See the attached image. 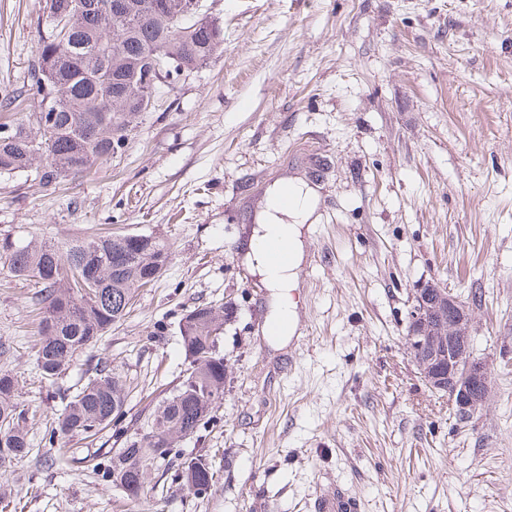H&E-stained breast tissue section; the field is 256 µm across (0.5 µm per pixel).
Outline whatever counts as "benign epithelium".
I'll list each match as a JSON object with an SVG mask.
<instances>
[{
  "label": "benign epithelium",
  "instance_id": "7a95c632",
  "mask_svg": "<svg viewBox=\"0 0 512 512\" xmlns=\"http://www.w3.org/2000/svg\"><path fill=\"white\" fill-rule=\"evenodd\" d=\"M471 330L468 302L434 281L418 285L410 300L406 345L420 377L448 396L460 423L484 410L492 388L489 362L474 354Z\"/></svg>",
  "mask_w": 512,
  "mask_h": 512
}]
</instances>
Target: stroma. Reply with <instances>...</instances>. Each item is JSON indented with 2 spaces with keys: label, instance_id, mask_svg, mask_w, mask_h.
Here are the masks:
<instances>
[{
  "label": "stroma",
  "instance_id": "obj_1",
  "mask_svg": "<svg viewBox=\"0 0 512 512\" xmlns=\"http://www.w3.org/2000/svg\"><path fill=\"white\" fill-rule=\"evenodd\" d=\"M221 53L162 85L124 149L89 176H0V233L69 240L152 233L175 256L56 384L36 367L34 282L0 268V370L21 379L32 452L0 473V512H512V0H203ZM39 0H0V97L22 87ZM313 187L291 296L297 329L263 338L269 292L242 260L276 182ZM480 297L472 332L487 407L457 424L406 346L424 281ZM224 307V401L181 441L207 493L159 463L138 502L103 484V452L150 431L186 367L179 325ZM107 361L126 412L49 445L66 388Z\"/></svg>",
  "mask_w": 512,
  "mask_h": 512
}]
</instances>
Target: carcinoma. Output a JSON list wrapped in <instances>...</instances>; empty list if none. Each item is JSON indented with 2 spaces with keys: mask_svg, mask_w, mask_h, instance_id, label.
Returning <instances> with one entry per match:
<instances>
[{
  "mask_svg": "<svg viewBox=\"0 0 512 512\" xmlns=\"http://www.w3.org/2000/svg\"><path fill=\"white\" fill-rule=\"evenodd\" d=\"M58 14L75 16L66 34L54 19L39 32L38 57L50 64V75L31 70L27 88L0 100L7 107L26 104V120L9 131L0 126V175L35 171L47 184L92 168L122 151L148 111L157 81L143 71L159 66L175 79L217 55L223 36H195L203 15H178L177 5L164 15L122 29L100 18L95 0H54ZM55 91L51 111L43 113L44 86ZM107 111L101 112L99 108ZM172 245L152 234L137 239L119 235L76 236L65 242L0 238V266L16 278L32 280L38 291L32 304L39 311L37 367L55 382L77 356L97 344L128 313L140 289L155 281V265L167 267ZM224 311L197 305L184 314L180 332L193 371L171 396L153 408L151 430L125 441L118 460H107L103 475L118 481L138 500L153 465L166 459L182 438L197 432L224 399V354L220 350ZM87 382L66 398L53 421L48 443L96 435L112 422L125 400L123 381L107 362L89 368ZM20 381L0 370V469L27 457L28 410L19 402ZM200 460L180 462L175 479L194 494L207 491L212 478L199 476Z\"/></svg>",
  "mask_w": 512,
  "mask_h": 512,
  "instance_id": "cac0c4a2",
  "label": "carcinoma"
}]
</instances>
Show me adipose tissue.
Instances as JSON below:
<instances>
[{
    "label": "adipose tissue",
    "instance_id": "1",
    "mask_svg": "<svg viewBox=\"0 0 512 512\" xmlns=\"http://www.w3.org/2000/svg\"><path fill=\"white\" fill-rule=\"evenodd\" d=\"M291 194L293 202L284 207L279 203L284 194ZM318 203V194L307 185L280 183L271 189L267 208L260 224L252 228L245 246V262L260 277L262 287L269 291L268 319L282 323V336L295 333L297 319L292 306L288 304V290L295 287L297 270L304 257V227L313 223ZM286 239L293 253L290 264L273 266L265 251L268 239Z\"/></svg>",
    "mask_w": 512,
    "mask_h": 512
}]
</instances>
